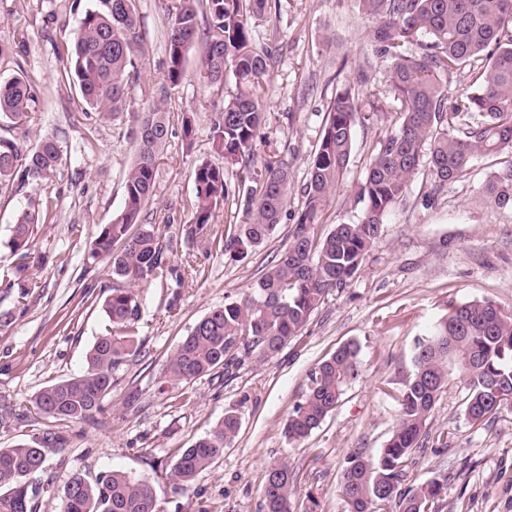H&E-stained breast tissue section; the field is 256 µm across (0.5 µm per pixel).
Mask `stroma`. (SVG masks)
Instances as JSON below:
<instances>
[{
	"label": "stroma",
	"mask_w": 512,
	"mask_h": 512,
	"mask_svg": "<svg viewBox=\"0 0 512 512\" xmlns=\"http://www.w3.org/2000/svg\"><path fill=\"white\" fill-rule=\"evenodd\" d=\"M0 0V43L24 34L18 57L0 58V77L26 71L38 83L27 126L0 125V137L21 147L52 135L64 150L52 181L41 188L0 187V448L53 431L66 439L48 455L35 480L38 512H61L66 485L118 470L150 482L163 512H263L267 470L288 462L296 478L294 512H344L338 483L351 450L376 455L388 440L396 401L412 372L417 337L447 315L450 307L488 300L512 313V209L479 200V190L497 168L481 157L459 179L436 186L420 167L407 200L386 217L380 237L353 282L333 291L316 310L302 336L275 358L250 354L232 376L223 369L189 382L161 377L177 344L225 297L248 294L288 244L292 216L301 206L293 194L288 217L260 247L241 261L221 251L230 216L216 211L206 233L187 239L194 201V169L217 162L211 150L210 119L225 92L200 83L204 52L196 42L186 77L168 103L173 134L161 154L153 197L144 212L166 247V265L141 288L138 334L142 346L112 372L102 408L81 422L37 415L32 400L51 383L81 374L86 354L112 325L98 304L84 303L86 288L99 301L112 289L106 259L87 251L101 225L122 207L123 176L135 159L130 116L103 121L83 113L74 89L58 84L54 43L68 42L83 9L96 0ZM167 0H135L143 33L136 54L145 79L131 97L141 109L157 96L167 57ZM258 46L275 62L262 97L266 114L255 158H285L296 184H303L323 118L343 84L388 89L389 58L376 52L370 25L356 0H271L255 23ZM195 117L192 150L179 132L183 114ZM396 104L356 128L346 177L319 233L356 219V198L377 137L392 126ZM50 196L55 208L34 233L32 255L40 261L38 288L9 287L5 275L18 264L7 243L18 210L33 197ZM349 340L361 347L362 373L346 389L336 410L309 438L289 442L284 426L304 396L319 362ZM466 391L452 386L430 418L428 440L413 456L408 483L443 481L439 512H512V408L481 429L463 413ZM235 410L240 431L224 454L187 493L174 490L166 474L178 455L206 436L225 411ZM450 431V447L434 438Z\"/></svg>",
	"instance_id": "1"
}]
</instances>
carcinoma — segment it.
<instances>
[{"mask_svg": "<svg viewBox=\"0 0 512 512\" xmlns=\"http://www.w3.org/2000/svg\"><path fill=\"white\" fill-rule=\"evenodd\" d=\"M372 24L377 51L391 59L389 86L398 102L394 127L380 136L358 192L359 216L325 235L317 232L347 173L355 128L367 113L360 95L345 88L325 116L303 187V204L289 242L244 299L227 297L224 305L202 316L172 351L165 379L191 381L218 367L229 368L238 354L273 357L301 335L330 291L346 288L362 268L387 214L407 196L422 162L439 185L458 178L480 156H507L503 167L482 186L479 198L512 208V0H357ZM269 0H173L169 8L167 59L161 99L134 113L131 134L137 156L124 176L123 205L100 227L89 256L106 257L112 267L111 294L102 310L116 329L100 336L86 355V370L43 388L33 403L36 414L59 421H82L100 409L112 389V370L122 356L139 347L135 324L140 316L136 287L163 270L161 235L142 222L153 196L157 160L170 130L165 99L186 75L189 51L204 36L199 77L235 90L211 117L212 149L221 162H203L194 170L195 196L189 239L207 229L215 211L232 210L237 229L224 240V251L244 259L276 230L288 206L292 173L283 161L253 164L264 124L260 90L274 55L254 44L253 21ZM143 36L134 0H97L84 11L71 41L58 54L57 81L73 86L83 111L108 121L130 111L129 91L140 85L142 66L133 59ZM486 54L472 69L456 105L447 106L442 78ZM37 102L36 86L26 74L0 78V122L25 126ZM479 122H469L472 115ZM63 150L46 135L29 149L0 137V185L43 186L59 168ZM238 168L233 185L226 171ZM49 198H31L12 224L10 248L28 257L38 225L50 218ZM361 373L359 347L340 345L317 364L305 396L285 425L291 441L320 427L340 402L345 388ZM467 389L464 416L485 427L512 407V315L494 303L474 300L452 306L433 332L417 339L413 371L397 399L391 436L373 457L352 452L339 493L346 512H436L443 485L433 479L402 487L411 455L428 437L427 422L452 382ZM240 428L233 410L210 433L183 450L166 473L173 488L188 490L196 478L224 454ZM64 442L47 433L39 442L0 448V512H36L33 478L46 453ZM295 475L283 462L270 468L263 488L264 512H292ZM62 512H160L152 484L120 471L91 480L75 477L66 486Z\"/></svg>", "mask_w": 512, "mask_h": 512, "instance_id": "cac0c4a2", "label": "carcinoma"}]
</instances>
